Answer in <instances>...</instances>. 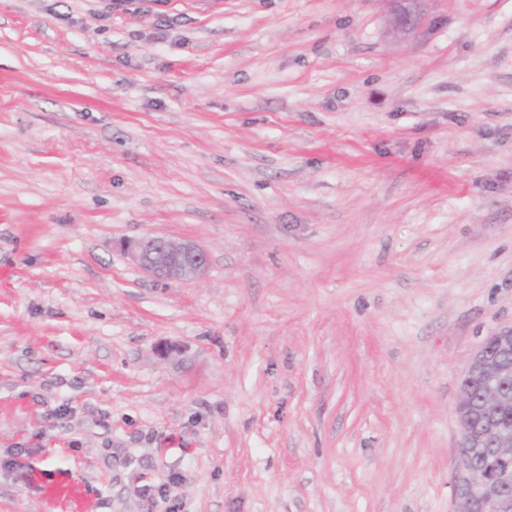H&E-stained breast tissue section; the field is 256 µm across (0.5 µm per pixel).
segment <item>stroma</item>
Here are the masks:
<instances>
[{"label": "stroma", "instance_id": "35a3bbf8", "mask_svg": "<svg viewBox=\"0 0 512 512\" xmlns=\"http://www.w3.org/2000/svg\"><path fill=\"white\" fill-rule=\"evenodd\" d=\"M424 8L0 0V512H453L512 325V0ZM424 0H390L392 3L390 23L394 31L408 34L422 28L426 17L421 8ZM127 249L143 273L167 283L198 279L210 264L209 252L190 239L175 241L164 236L146 235L130 242Z\"/></svg>", "mask_w": 512, "mask_h": 512}]
</instances>
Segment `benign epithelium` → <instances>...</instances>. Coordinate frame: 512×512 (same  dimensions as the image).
<instances>
[{"label":"benign epithelium","instance_id":"7a95c632","mask_svg":"<svg viewBox=\"0 0 512 512\" xmlns=\"http://www.w3.org/2000/svg\"><path fill=\"white\" fill-rule=\"evenodd\" d=\"M394 31L408 34L422 28V0H390ZM133 261L149 277L167 283L202 277L209 252L196 242L146 235L128 244ZM512 328L489 336L471 355L460 384L455 409L460 439L452 478L455 512H512V434L499 429L501 413L512 408ZM488 449L491 462L476 464V453Z\"/></svg>","mask_w":512,"mask_h":512}]
</instances>
